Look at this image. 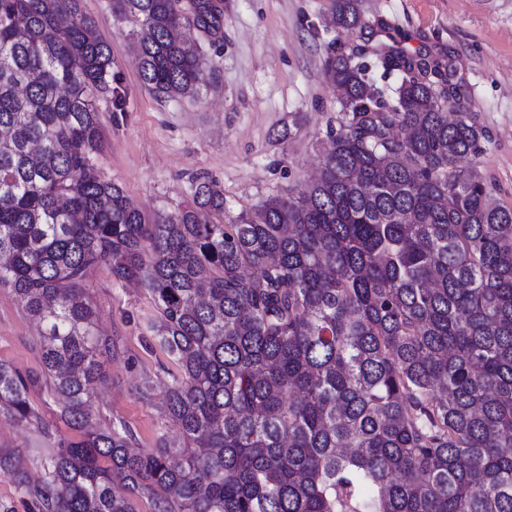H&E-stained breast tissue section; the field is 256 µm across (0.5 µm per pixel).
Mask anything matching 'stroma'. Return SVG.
<instances>
[{"label": "stroma", "mask_w": 512, "mask_h": 512, "mask_svg": "<svg viewBox=\"0 0 512 512\" xmlns=\"http://www.w3.org/2000/svg\"><path fill=\"white\" fill-rule=\"evenodd\" d=\"M362 11L389 25L409 50L448 53L462 91L488 137L475 161L500 204L512 206V0H362ZM333 0H224L220 31H190L216 79L197 98H160L141 82L135 27L118 19L112 0H80L112 53L116 95L97 109L105 144L96 163L146 215L175 211L201 178L224 190L225 220L275 195H299L321 156L326 131L340 110L323 70L332 47L363 43L364 35L331 25ZM87 298L97 328L115 348L88 402L100 429L130 428L137 451L158 436L179 440L165 417L166 390L178 367L150 339L159 311L144 288L114 281L94 268ZM0 362L22 374L40 370L38 330L10 289L0 288ZM152 385L140 399L143 381ZM54 446L39 429L0 412V453H19L29 477Z\"/></svg>", "instance_id": "35a3bbf8"}]
</instances>
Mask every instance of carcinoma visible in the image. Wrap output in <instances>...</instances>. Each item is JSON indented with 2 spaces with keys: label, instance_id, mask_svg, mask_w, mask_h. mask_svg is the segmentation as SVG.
I'll use <instances>...</instances> for the list:
<instances>
[{
  "label": "carcinoma",
  "instance_id": "carcinoma-1",
  "mask_svg": "<svg viewBox=\"0 0 512 512\" xmlns=\"http://www.w3.org/2000/svg\"><path fill=\"white\" fill-rule=\"evenodd\" d=\"M181 8L112 0L163 98L201 90ZM195 13L220 29L215 0ZM332 22L371 28L359 0ZM367 52L401 76L394 102L352 64ZM324 66L341 110L302 195L216 223L224 190L205 179L150 219L95 162L112 54L79 0H0V286L37 322L41 361L0 362V409L50 434L39 384L76 433L36 485L0 453L38 512H512V207L473 164L487 131L449 54L356 44ZM99 265L160 312L177 444L135 453L125 426L89 425L112 354L84 299Z\"/></svg>",
  "mask_w": 512,
  "mask_h": 512
}]
</instances>
